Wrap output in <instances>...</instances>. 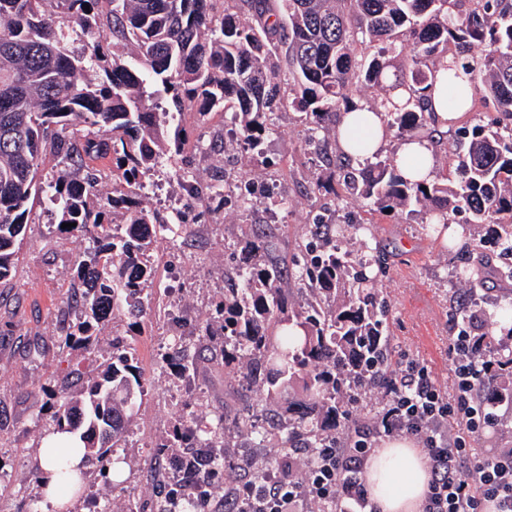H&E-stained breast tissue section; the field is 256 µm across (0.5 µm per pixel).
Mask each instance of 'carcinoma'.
Returning <instances> with one entry per match:
<instances>
[{
  "mask_svg": "<svg viewBox=\"0 0 512 512\" xmlns=\"http://www.w3.org/2000/svg\"><path fill=\"white\" fill-rule=\"evenodd\" d=\"M101 2L0 0V282L14 269L30 203L40 196L60 202L57 231L89 244L76 269L80 319L64 336L69 346L92 349L100 326L141 305L153 290L147 252L156 235L172 231L168 220L126 194L94 204L98 175L87 161L108 159L126 184L139 185L181 152L182 128L167 129L170 113L150 107L157 87L175 110L189 109L202 120L232 111L236 140L255 146L272 129V91L283 83L304 111L310 139L325 144L338 138L340 105L382 83L391 63L386 55L408 41L410 54L383 102L386 126L396 136L433 138L426 91L441 68L448 70L443 82L460 92L459 105L470 87L512 120V0H468L463 15L456 13L461 0H224L219 15L214 0H109L106 12ZM258 3V21L246 20L245 11ZM96 33L104 37L80 54L67 49V41ZM450 44L458 51L448 58L443 50ZM360 45L376 52L360 57ZM474 46L483 53L470 54ZM82 129L88 133L80 137ZM46 153L57 171L43 181L38 162ZM448 154L452 177L429 183L402 179L393 156L358 161L344 175L341 201L359 196L380 212L409 216L425 208L436 232L450 240L455 216L464 212L488 225L487 237L467 243L471 250L490 243L512 256V123L457 128ZM179 188L193 210L224 195V172L213 174L206 193L189 171ZM300 252L301 307L288 308L283 268L260 256L224 268V277L238 285L224 289L214 313L200 323L198 339L216 352V361L242 365L243 381L268 399L280 397L287 384L301 386L288 417L259 426L247 416L240 428L264 444L274 439L282 448L296 441L320 448L343 433L346 400L373 383L378 369L390 367L383 342L389 308L370 283L367 269L382 261L367 243L351 254L324 238L322 248L308 241ZM487 353L497 365L479 396L512 406V341L494 336ZM198 363V354L174 336L161 369L186 379ZM67 377L53 395L54 429L73 434L75 451L96 460L99 471L111 470L125 460L118 448L144 395L139 366L114 343L95 375L74 368ZM195 420V414L184 418L155 452L178 449L182 467L207 475L225 466L206 444L225 417L201 420L191 440L186 426ZM59 478L66 490L82 482L63 459ZM200 491L172 482L155 512H182L184 502H198Z\"/></svg>",
  "mask_w": 512,
  "mask_h": 512,
  "instance_id": "1",
  "label": "carcinoma"
}]
</instances>
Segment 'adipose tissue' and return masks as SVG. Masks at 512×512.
<instances>
[{
	"mask_svg": "<svg viewBox=\"0 0 512 512\" xmlns=\"http://www.w3.org/2000/svg\"><path fill=\"white\" fill-rule=\"evenodd\" d=\"M338 130L339 147L347 154L354 137L364 136L371 154L382 150L388 139L382 113L362 105L342 114ZM365 479L377 512H422L429 472L410 439L383 442L367 462Z\"/></svg>",
	"mask_w": 512,
	"mask_h": 512,
	"instance_id": "1",
	"label": "adipose tissue"
}]
</instances>
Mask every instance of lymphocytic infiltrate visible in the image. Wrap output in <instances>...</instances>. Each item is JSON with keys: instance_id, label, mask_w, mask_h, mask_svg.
Returning a JSON list of instances; mask_svg holds the SVG:
<instances>
[{"instance_id": "obj_1", "label": "lymphocytic infiltrate", "mask_w": 512, "mask_h": 512, "mask_svg": "<svg viewBox=\"0 0 512 512\" xmlns=\"http://www.w3.org/2000/svg\"><path fill=\"white\" fill-rule=\"evenodd\" d=\"M488 340V334L476 336L467 328L455 336L450 347L455 396H447L424 364L405 363L392 378L385 408L370 432L345 443L329 440L302 473L291 456H282L266 485L235 484L224 512H311L325 504L336 512H375L363 475L375 434H407L420 441L431 473L423 512H512V448L481 454L468 441L493 421L474 396L493 368L478 357ZM454 418L464 420L465 428L452 436L448 422Z\"/></svg>"}]
</instances>
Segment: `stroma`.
<instances>
[{
    "mask_svg": "<svg viewBox=\"0 0 512 512\" xmlns=\"http://www.w3.org/2000/svg\"><path fill=\"white\" fill-rule=\"evenodd\" d=\"M180 123L189 133L181 155L146 174L143 187L131 189L146 209L169 212L180 199L176 181L186 165L204 184L227 162L250 171L251 178L241 183L227 179L223 200L198 208L197 222L181 245L163 239L155 243L150 253L155 286L144 301L136 330H127L121 318L115 329L100 331L95 350L65 346L63 328L76 317L67 299L86 244L81 237L55 230L46 200L33 204L12 276L0 283V512H51L30 475L40 468L37 449L52 430V381L71 368L90 367L111 352L116 332L149 382L124 442V480L115 486L100 474H90L87 494L66 512H124L131 503L141 512H152L158 494L154 474L175 466L173 457L154 456L153 448L189 413H224L234 445L254 444V437L234 423L247 407L262 412L269 404L260 400L257 389L243 387L238 367L202 363L192 397L183 395L181 383L160 370L171 329L195 339L197 325L209 317L224 292L225 266L246 260L237 242L249 239L263 245L293 273L300 258L298 245L308 237L315 215L342 229L345 245L352 250L358 246L354 222L370 224L386 260L377 288L390 310L391 362L424 363L448 392L455 389L448 348L458 332V301L468 302L474 331L480 334L494 327L496 300L512 295V281L494 274L475 294H468L452 273L470 264L472 256L463 242L450 246L430 231L428 212L408 219L397 212L368 211L359 201L340 204L337 195L344 171L322 163L317 144L308 140L299 108L278 109L273 132L255 151L223 139V113H212L203 122L185 111ZM247 190L260 200L248 210L236 203Z\"/></svg>",
    "mask_w": 512,
    "mask_h": 512,
    "instance_id": "obj_1",
    "label": "stroma"
}]
</instances>
